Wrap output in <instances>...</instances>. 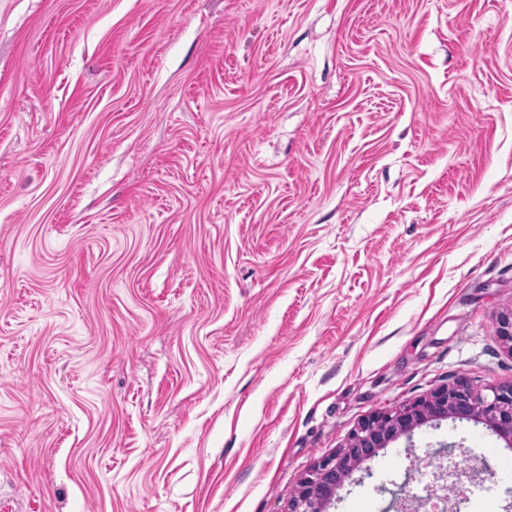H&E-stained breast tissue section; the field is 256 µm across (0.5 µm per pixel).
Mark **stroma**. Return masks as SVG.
Listing matches in <instances>:
<instances>
[{"label":"stroma","instance_id":"35a3bbf8","mask_svg":"<svg viewBox=\"0 0 512 512\" xmlns=\"http://www.w3.org/2000/svg\"><path fill=\"white\" fill-rule=\"evenodd\" d=\"M510 311L512 0H0V512H287ZM444 444L512 512L450 419L331 512Z\"/></svg>","mask_w":512,"mask_h":512}]
</instances>
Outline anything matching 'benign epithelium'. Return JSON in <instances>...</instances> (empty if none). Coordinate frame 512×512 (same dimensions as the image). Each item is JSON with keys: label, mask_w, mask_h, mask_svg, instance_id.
<instances>
[{"label": "benign epithelium", "mask_w": 512, "mask_h": 512, "mask_svg": "<svg viewBox=\"0 0 512 512\" xmlns=\"http://www.w3.org/2000/svg\"><path fill=\"white\" fill-rule=\"evenodd\" d=\"M450 418L473 421L489 427L512 447V384L475 389L468 380L433 390L412 404L379 411L359 427L349 447L334 457L319 461L301 478L288 512H329L336 492L376 452L430 422Z\"/></svg>", "instance_id": "7a95c632"}]
</instances>
